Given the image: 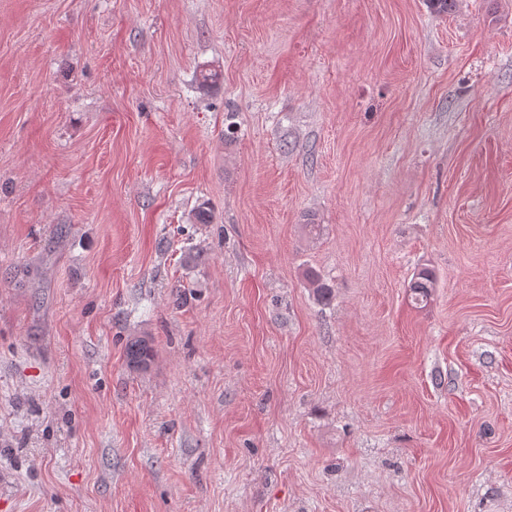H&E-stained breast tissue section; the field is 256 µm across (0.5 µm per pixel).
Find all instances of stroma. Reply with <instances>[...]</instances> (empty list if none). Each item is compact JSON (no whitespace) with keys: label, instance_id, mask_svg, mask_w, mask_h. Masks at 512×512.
Wrapping results in <instances>:
<instances>
[{"label":"stroma","instance_id":"35a3bbf8","mask_svg":"<svg viewBox=\"0 0 512 512\" xmlns=\"http://www.w3.org/2000/svg\"><path fill=\"white\" fill-rule=\"evenodd\" d=\"M0 512H512V0H0ZM438 278L433 269L421 267L416 271L409 285V295L416 304L427 303L435 288ZM127 362L133 369L146 368L153 358L149 341L145 338L131 339L126 346Z\"/></svg>","mask_w":512,"mask_h":512}]
</instances>
